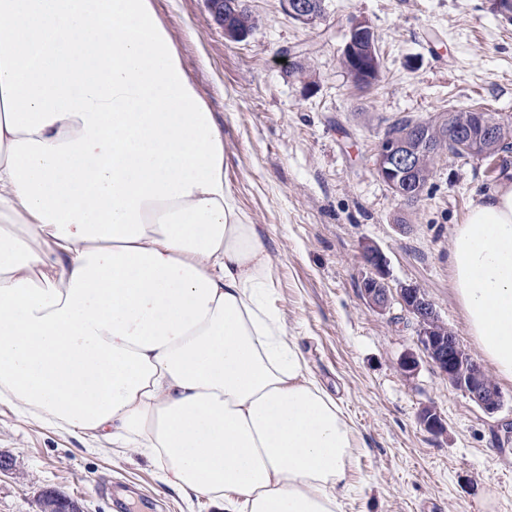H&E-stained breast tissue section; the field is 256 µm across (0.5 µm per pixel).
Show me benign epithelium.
<instances>
[{"label": "benign epithelium", "mask_w": 512, "mask_h": 512, "mask_svg": "<svg viewBox=\"0 0 512 512\" xmlns=\"http://www.w3.org/2000/svg\"><path fill=\"white\" fill-rule=\"evenodd\" d=\"M208 7L221 25L224 34L235 41L244 38L237 30L234 17L240 12L239 0H207ZM283 11L293 19L311 23L314 14L313 0H281ZM347 40L344 43L342 61L350 60L355 67L346 70L353 81L363 82L380 70L379 60L374 50V31L364 17L352 16L345 23ZM496 123L486 120L482 113H474V125H448V142L462 148L479 160L492 158L496 165L504 163L500 152L493 150L496 139ZM412 135L383 133L379 139L374 166L378 177L404 202L419 199L416 192L409 189L408 176L418 172L421 165V149L413 146L416 139L428 140V126L419 124L411 129ZM362 257L369 274L361 283V293L366 303L374 310L384 312L393 303H398L417 322V341L428 358L448 378L454 389L462 392L476 403L486 414L493 415L503 406V396L499 389L489 385L483 367L460 345L453 335L438 341L429 337L428 324L438 318L432 301L416 286L402 285L396 293H391L386 282V258L375 245L363 247ZM420 422L426 430L439 433L444 429L442 418L432 408L421 409Z\"/></svg>", "instance_id": "benign-epithelium-1"}]
</instances>
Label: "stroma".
I'll return each mask as SVG.
<instances>
[{
	"label": "stroma",
	"mask_w": 512,
	"mask_h": 512,
	"mask_svg": "<svg viewBox=\"0 0 512 512\" xmlns=\"http://www.w3.org/2000/svg\"><path fill=\"white\" fill-rule=\"evenodd\" d=\"M258 24L231 41L206 0H154L189 77L224 132L227 177L241 208L262 225L277 269L271 296L310 371L351 417L357 446L343 512H512V382L485 414L431 363L400 305L379 313L361 296L365 243L387 259L391 288L419 287L472 354L481 352L452 290L455 229L495 186L487 162L440 152L416 203L393 195L374 168L394 120L482 108L512 120V20L491 0H325L314 25L280 0H246ZM371 23L381 77L354 88L341 64L344 22ZM415 354V372L401 360ZM440 414L434 435L418 421ZM0 512H40L52 490L82 512H215L206 495L166 487L134 454H107L0 404Z\"/></svg>",
	"instance_id": "stroma-1"
}]
</instances>
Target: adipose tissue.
<instances>
[{
    "label": "adipose tissue",
    "instance_id": "adipose-tissue-1",
    "mask_svg": "<svg viewBox=\"0 0 512 512\" xmlns=\"http://www.w3.org/2000/svg\"><path fill=\"white\" fill-rule=\"evenodd\" d=\"M449 262L512 381V175ZM275 279L153 0H0V403L160 462L224 512H341L353 422Z\"/></svg>",
    "mask_w": 512,
    "mask_h": 512
}]
</instances>
